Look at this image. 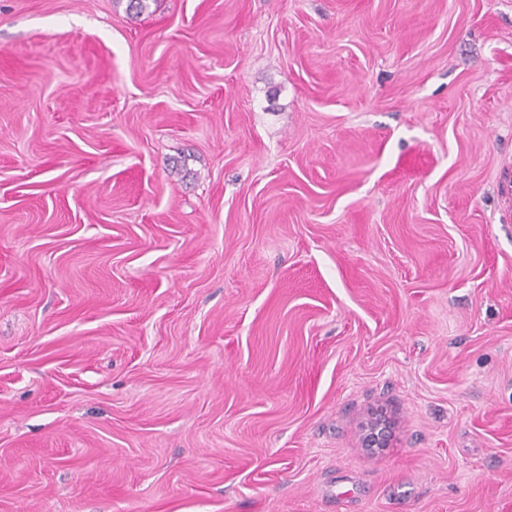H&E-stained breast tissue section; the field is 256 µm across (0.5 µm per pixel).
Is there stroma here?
Segmentation results:
<instances>
[{
  "instance_id": "obj_1",
  "label": "stroma",
  "mask_w": 512,
  "mask_h": 512,
  "mask_svg": "<svg viewBox=\"0 0 512 512\" xmlns=\"http://www.w3.org/2000/svg\"><path fill=\"white\" fill-rule=\"evenodd\" d=\"M126 6L0 0V512H512V0ZM390 440L391 428L385 419L375 417L366 424L363 436L364 448L373 450L388 448Z\"/></svg>"
}]
</instances>
